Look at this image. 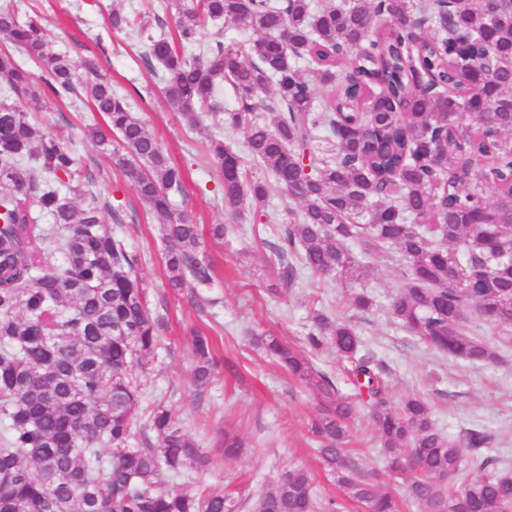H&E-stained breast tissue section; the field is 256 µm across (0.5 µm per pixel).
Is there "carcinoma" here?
<instances>
[{
    "label": "carcinoma",
    "instance_id": "carcinoma-1",
    "mask_svg": "<svg viewBox=\"0 0 512 512\" xmlns=\"http://www.w3.org/2000/svg\"><path fill=\"white\" fill-rule=\"evenodd\" d=\"M176 19L177 40L148 22L112 11L116 29H137L143 60L162 68L163 94L191 122L213 108L229 84L238 108L226 123L271 181L249 180L242 159L208 139V155L238 216L246 199L266 205L272 189L301 210L288 211L279 239L267 244L278 289L300 270L359 281L363 266L345 247L395 249L406 281L393 318L450 357L499 359L512 345V9L494 20L473 0H454L452 29L438 0H158ZM257 35L247 50L218 42L198 52L204 19ZM426 24L432 34L411 36ZM0 35L39 64L34 77L0 52V512H236L222 490L198 498L173 489L205 463L169 405L142 411L136 366L160 348L158 319L138 283L139 257L103 223L109 208L83 182L72 144L30 122L21 100L82 89L107 118L88 136L109 152L139 198L158 215L169 283L212 280L198 226L171 194L183 172L134 115L127 97L103 80L79 81L55 52L37 16L0 7ZM493 67L477 76L466 59L485 51ZM479 88L490 112H462L460 91ZM272 89V95L259 94ZM467 116L468 127L460 125ZM448 139V163L434 159ZM47 216L52 223L38 224ZM62 264L55 266L57 257ZM497 331L493 346L469 335L471 317ZM316 352L331 344L351 363L358 397L340 393L309 360L274 336L261 338L288 372L320 401L312 431L320 458L365 512H397L375 472L363 471L341 445L364 410L392 471H409L407 495L422 512H512L501 496L512 468L482 455L493 436L441 433L428 403L391 406L381 365L361 352L354 326L323 314L306 337ZM192 380L211 382L208 337L194 334ZM161 445H156V440ZM311 475L288 470L260 493L252 512H314Z\"/></svg>",
    "mask_w": 512,
    "mask_h": 512
}]
</instances>
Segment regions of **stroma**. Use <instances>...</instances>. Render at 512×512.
Listing matches in <instances>:
<instances>
[{
    "mask_svg": "<svg viewBox=\"0 0 512 512\" xmlns=\"http://www.w3.org/2000/svg\"><path fill=\"white\" fill-rule=\"evenodd\" d=\"M145 7L146 0H26L24 5L27 13L40 16L59 52L78 67L96 58L103 79L128 97L136 117L184 173V190L174 197L178 209L188 212L202 231L226 225L223 242H204L212 266L209 286L170 287L157 216L87 135L89 126H104L103 114L92 111L87 99L76 97L60 101L43 96L24 101L23 107L43 132L72 141L82 176L92 180L110 204L105 223L121 227L129 249L141 257L139 281L160 319L162 336L161 349L145 357L139 371L142 402H167L207 458L204 467L192 471L186 491L204 495L221 488L235 499L238 512H251L253 495L276 485L289 469L303 467L312 474L321 502L341 501L345 512H362L360 505L346 500L314 451V392L256 344L257 336L266 334L306 351L315 311L356 327L364 350L383 366L392 404L407 396L421 397L441 432L462 439L471 429L486 430L494 437L488 455L512 461V347L500 349L497 362L474 364L448 357L409 335L390 309L403 285L404 263L398 255L365 257L359 243L351 241L349 252L362 256L367 268L354 287L305 273L296 288L274 294L276 275L266 261V244L278 238L291 202L285 193L273 190L264 223L236 220L225 212L223 190L207 156L210 135L223 132L225 145L243 157L249 177L264 180L268 174L249 159L239 133L219 130L208 114L202 115L198 127H190L166 104L161 82L141 60L138 38L109 23L113 9L132 14ZM353 289L370 296L369 312L350 308L348 294ZM196 329L214 336L218 344L214 377L202 392L191 382V333ZM228 434L242 442L233 459L224 456L222 440ZM346 448L363 469L382 476L387 491L403 498L404 478L388 470L367 415L351 424Z\"/></svg>",
    "mask_w": 512,
    "mask_h": 512,
    "instance_id": "obj_1",
    "label": "stroma"
}]
</instances>
